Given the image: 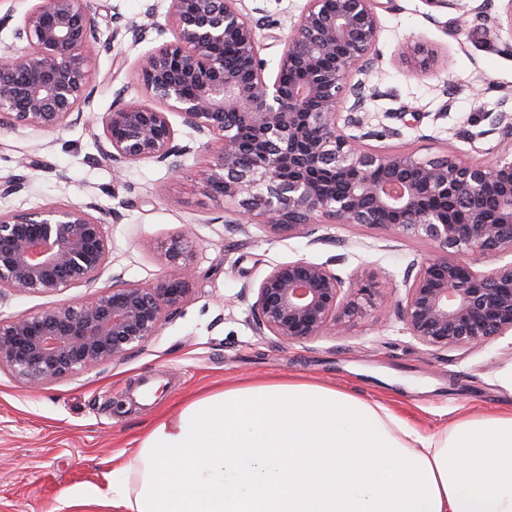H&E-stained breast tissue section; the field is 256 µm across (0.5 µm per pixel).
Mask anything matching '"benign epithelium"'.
Masks as SVG:
<instances>
[{
	"label": "benign epithelium",
	"mask_w": 512,
	"mask_h": 512,
	"mask_svg": "<svg viewBox=\"0 0 512 512\" xmlns=\"http://www.w3.org/2000/svg\"><path fill=\"white\" fill-rule=\"evenodd\" d=\"M14 28L20 56L0 52V130L17 124L54 131L80 121L101 51L96 0H30ZM501 17L481 2L452 35L481 22L488 40L512 28V0ZM381 0H306L280 46L277 69L262 57L260 31L273 28L264 9L255 19L241 0H169L173 39L155 45L138 70L150 102L116 105L91 122L95 142L116 172L143 161L173 173L188 149L169 119L207 139L210 158L197 171L215 198L233 206L232 224H262L274 235L315 233L321 223L380 230L396 241L417 239L434 254L411 265L396 319L419 344L437 349L481 348L512 331V109L485 114L497 136L495 161L421 159L410 150L373 146L364 127ZM151 25L125 23L131 43ZM234 47L242 65H224ZM427 72L434 53L418 46L402 54ZM293 68L300 79H280ZM249 161L241 160V145ZM28 177L0 181V197ZM80 203L0 212V297L60 293L95 283L108 263L106 221ZM193 241L177 236L165 247L166 273L152 286L112 277L92 297L0 320V369L31 389L89 373L120 360L158 335L187 302L196 279ZM492 257L496 266L476 268ZM371 278L346 287L328 263L298 258L278 263L244 291L253 294L249 324L258 336L296 342L327 330L342 334L370 296Z\"/></svg>",
	"instance_id": "7a95c632"
}]
</instances>
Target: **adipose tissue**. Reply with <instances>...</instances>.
Wrapping results in <instances>:
<instances>
[{
  "label": "adipose tissue",
  "instance_id": "obj_1",
  "mask_svg": "<svg viewBox=\"0 0 512 512\" xmlns=\"http://www.w3.org/2000/svg\"><path fill=\"white\" fill-rule=\"evenodd\" d=\"M117 512H512V411L426 433L302 380L225 385L146 430Z\"/></svg>",
  "mask_w": 512,
  "mask_h": 512
}]
</instances>
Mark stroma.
<instances>
[{"instance_id": "35a3bbf8", "label": "stroma", "mask_w": 512, "mask_h": 512, "mask_svg": "<svg viewBox=\"0 0 512 512\" xmlns=\"http://www.w3.org/2000/svg\"><path fill=\"white\" fill-rule=\"evenodd\" d=\"M100 37L111 40L93 76L92 109L110 111L116 99L142 102L138 60L153 44L171 39L167 0H97ZM470 0L433 10L426 0H395L380 10L375 79L382 95L368 104L372 129H399L386 147L407 148L423 158L480 153L491 157L495 136L484 112H495L512 95V30L485 42L480 34L452 37ZM154 7L148 41L131 45L113 36V19H133ZM424 44L437 61L426 74L411 73L399 54ZM179 138L190 146L181 173L150 162L129 165L114 176L96 162L91 130L78 124L54 132L24 126L0 131V178L18 172L20 160L34 162L30 187L0 198V211L34 210L48 203H95L117 210L105 228L108 264L95 286L63 294L16 293L0 300V319L35 312L62 300L90 297L112 284L113 273L151 286L166 269L163 246L191 233L197 278L181 315L158 336L124 359L81 376L55 379L32 390L0 371V512H115L112 485L124 480L139 452L143 429L177 405L228 381L303 378L379 400L418 429L430 432L465 413L512 409V391L498 381L512 367V332L478 349L423 346L386 320L402 296L404 273L430 246L394 241L360 226L321 225L319 242L274 236L262 225L229 223L227 207L195 175L206 158L188 129ZM339 259L340 273L371 276L375 288L346 333L326 332L285 343L258 336L247 322L250 302L244 284L259 281L271 266L298 258ZM94 498L90 507L81 497Z\"/></svg>"}]
</instances>
